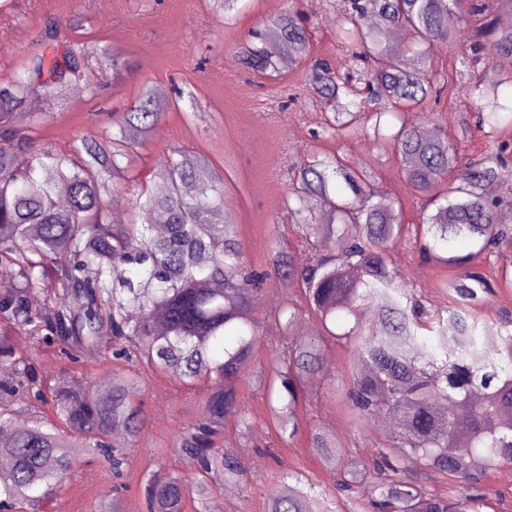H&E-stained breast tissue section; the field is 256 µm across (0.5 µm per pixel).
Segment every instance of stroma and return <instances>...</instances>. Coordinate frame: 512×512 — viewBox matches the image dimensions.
Here are the masks:
<instances>
[{"mask_svg":"<svg viewBox=\"0 0 512 512\" xmlns=\"http://www.w3.org/2000/svg\"><path fill=\"white\" fill-rule=\"evenodd\" d=\"M302 9L310 15L315 57L326 60L338 74L350 72L349 53L336 41L335 13L321 0H241L229 19L213 0H0V85L40 50L49 58L67 50L83 58L90 78L103 84L99 95L68 92L62 106L39 114L34 125L35 138L61 152L80 137L98 135L108 127L112 113L133 106L143 85L162 86L172 98L180 88L193 86L197 107L183 100L165 110L135 170L148 176L175 148L223 169L224 213L238 226L246 263L257 268L266 265L275 241L296 240L287 199L294 166L307 151L337 154L353 167L377 170L371 191L402 201L404 224L417 223L421 202L404 179L400 157L363 134L355 138L325 134V108L307 91L304 67L283 64L277 76L267 78L241 64L237 51L253 31ZM105 46L118 48L130 67L121 81H113L111 71L95 66V54ZM439 108L426 127L445 129L447 143L459 156L475 158L489 149L463 95L444 92ZM419 246L413 233H406L390 253L389 269L427 309H442L448 304L443 285L448 270L422 262ZM285 294L297 301L303 298L299 284L284 293L275 280H268L256 312L261 360H268L271 349L282 341L283 329L266 312L278 306ZM348 327L344 319H337V338L325 340L322 374L302 385V431L294 438L282 436L261 393L249 382H240L249 428L240 433L236 420L228 419L224 443L244 456L250 476L233 485L224 499V512H266L270 494L287 492L283 475L290 471L317 483L328 482L323 461L310 446V431L332 434L340 462L371 460L386 445L389 430L372 418L353 422L342 403L352 375L351 347L340 337ZM139 373L145 427L136 446L127 450L123 479L113 478L101 460H83L59 491L53 512H98L100 504L116 497L122 512H146L139 491L142 477L156 470L182 473V459L171 454L170 446L176 434L200 417L202 391L144 367Z\"/></svg>","mask_w":512,"mask_h":512,"instance_id":"1","label":"stroma"}]
</instances>
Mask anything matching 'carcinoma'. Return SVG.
Returning a JSON list of instances; mask_svg holds the SVG:
<instances>
[{"label":"carcinoma","mask_w":512,"mask_h":512,"mask_svg":"<svg viewBox=\"0 0 512 512\" xmlns=\"http://www.w3.org/2000/svg\"><path fill=\"white\" fill-rule=\"evenodd\" d=\"M328 2L336 10V39L350 45L356 76L339 77L319 59L306 70L309 89L330 107L325 132H371L401 156L409 188L423 199L417 224L423 250L434 252L450 272V305L431 312L393 280L388 258L405 224L402 209L369 191L375 173L335 155L307 152L288 198L300 204L294 214L308 243L332 239L336 257L307 265L275 246L266 275L284 291L301 282L305 298L283 303L269 317L290 330L305 312L330 336L327 322L352 320L347 335L357 365L346 398L353 415L388 413L397 421L373 469L346 464L339 490L354 493L371 477L377 512H482L483 496L456 486L428 491L404 474L401 463L408 459L469 484L492 469L512 467V321L490 325L479 319L494 287L477 267L481 258L512 252V228L503 224L505 209L512 208V125H501L499 102L500 88L512 87V73L489 71L491 59L512 56V28L488 18L485 0ZM454 14L472 25L465 58L483 70L456 89L472 100L477 127L493 143L489 153L464 165L442 138L430 139L421 129L430 113L410 120L399 112L403 105L425 106L448 82L437 86L424 72L402 66L389 40L397 29L426 58L435 49L458 51V33L449 23ZM272 39L293 49V63L311 57L303 19L288 14L240 47L242 63L261 74L277 71L278 60L267 49ZM100 64L112 67V79L122 78L117 50H103ZM81 80L89 95H98L100 85L68 51L60 60L34 55L0 86V431L11 432L0 445V456L11 461L0 470V505L46 512L82 453L120 475L126 448L135 446L143 428L138 375L115 376L107 393L90 381H53L40 372L45 345L70 365L84 351L104 348L188 388L205 384L202 417L178 434L173 448L196 461L195 473H154L143 487L149 512H185L187 499L204 503L219 486L248 475L245 462L222 440L227 418L247 426L238 383L256 380L271 415L295 433L298 389L319 375L325 350L319 336L291 337L273 353L271 376L257 371L252 315L263 276L245 267L237 227L224 222V171L171 154L154 171L163 189L140 186L133 223H109L105 201L115 180L129 172L169 105L162 88L144 86L138 105L115 121L117 132L82 138L69 154L23 133L27 99L41 96L52 110ZM337 178L351 196L331 197L329 184ZM59 182L69 188L64 208L55 201ZM492 183L501 194H486ZM459 241L470 251L455 253ZM89 267L95 269L92 278L84 275ZM369 307L378 309L372 324L364 316ZM160 313L163 333L155 328ZM420 329L434 333L437 346L419 341ZM17 330L34 341L25 354L13 342ZM488 336L496 337L491 353L482 347ZM21 400L51 410L24 419L13 408ZM310 447L335 473V440L313 433ZM285 478L295 484L288 494L269 498L268 512H334L327 496L311 493L299 475Z\"/></svg>","instance_id":"carcinoma-1"}]
</instances>
